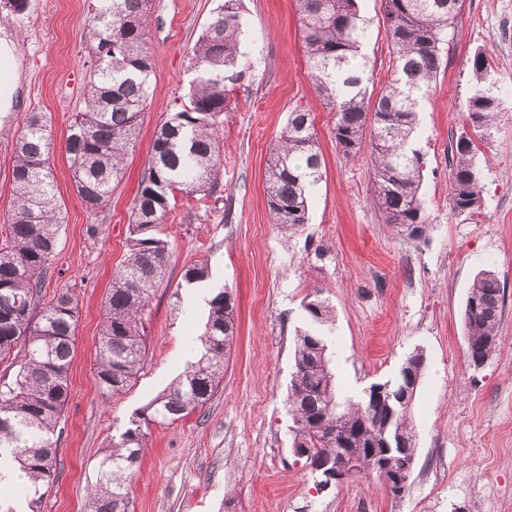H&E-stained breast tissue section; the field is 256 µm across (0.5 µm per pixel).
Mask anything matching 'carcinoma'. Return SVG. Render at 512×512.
Here are the masks:
<instances>
[{
    "label": "carcinoma",
    "instance_id": "cac0c4a2",
    "mask_svg": "<svg viewBox=\"0 0 512 512\" xmlns=\"http://www.w3.org/2000/svg\"><path fill=\"white\" fill-rule=\"evenodd\" d=\"M358 0H296L309 78L336 113V145L346 156L370 151L378 208L397 234L417 237L425 228L420 195L423 153L414 148L417 114L423 110L442 65V45L455 34L453 22L462 0H385L392 70L376 97L368 93L372 72L362 49L367 28ZM149 0H93L87 27L94 66L88 75L86 106L71 120L65 150L73 185L87 209L103 207L112 184L123 177L138 119L150 94L152 59L146 30ZM243 32L241 0H224L215 19L192 49L196 77L188 103L170 113L153 140L131 206V231L125 260L112 275L99 341L96 380L102 394L125 392L144 365L143 315L164 282L169 263L163 224L177 195L212 190L223 165L213 117L224 111L231 92L226 74L235 65ZM488 57L472 60L473 84L467 115L475 137L462 136L453 150L449 206L457 214L481 207L480 144L501 109ZM50 134L43 112L29 115L17 142L12 170L13 200L0 225V461L17 463L34 485L30 512H40V488L52 484L57 470L54 433L68 399V372L74 353L78 302L61 291L40 304L43 278L55 255L60 217L49 165ZM265 192L273 223L288 233L308 222L313 191L321 179V153L311 113L295 108L271 144L265 162ZM211 278L203 259L188 265L189 284ZM505 307L498 276H476L464 307L467 355L487 361L498 346ZM304 310L312 331L298 336L286 405L292 419V447L306 448L310 468L336 465L347 451L365 456L381 437L380 409L364 397L343 396L329 367L324 326L332 310L313 299ZM234 304L224 289L209 302L204 354L190 363L176 383L130 419L96 466L92 512H129L133 469L153 425H170L203 410L224 375V356L234 338ZM24 355L13 357L17 346ZM420 352L410 355L394 380L409 386L424 372ZM393 427L405 454L390 458L400 470L415 456L416 435L410 412L397 405Z\"/></svg>",
    "mask_w": 512,
    "mask_h": 512
}]
</instances>
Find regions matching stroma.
Returning <instances> with one entry per match:
<instances>
[{
    "label": "stroma",
    "instance_id": "stroma-1",
    "mask_svg": "<svg viewBox=\"0 0 512 512\" xmlns=\"http://www.w3.org/2000/svg\"><path fill=\"white\" fill-rule=\"evenodd\" d=\"M224 0H151L146 40L152 95L139 121L125 176L103 208L86 209L73 187L66 130L85 106L93 59L85 38L87 0H28L14 12L0 0V30L16 43L14 112L0 117V219L12 205L16 142L31 112L48 116L50 165L62 223L45 296L69 291L79 317L69 396L56 429V479L41 512H91L95 464L112 438L191 361L206 308L186 303L215 289L235 303V337L224 378L202 411L152 427L135 467L131 512H512V96L478 154L482 205L451 211L450 151L471 133L466 103L476 52L490 59L498 88L512 86V0H463L459 36L444 45L442 66L416 142L425 158L420 195L427 225L400 236L375 202L369 158L337 147L333 112L307 74L293 0H242L243 35L224 112L215 119L223 166L212 192L177 199L163 226L171 259L165 288L145 320L146 361L126 392L106 398L94 368L104 301L128 248L130 207L154 135L187 100L195 76L191 50ZM374 85L390 73L384 0H358ZM315 117L322 179L309 222L293 233L272 224L264 192L271 142L288 114ZM208 260L207 285L186 284V265ZM492 270L505 289L498 347L470 365L463 312L476 275ZM318 295L333 309L330 366L344 395L394 379L414 350L426 369L411 411L415 461L408 492L394 496L376 476L319 486L291 450L284 400L294 342L308 329L303 308Z\"/></svg>",
    "mask_w": 512,
    "mask_h": 512
}]
</instances>
